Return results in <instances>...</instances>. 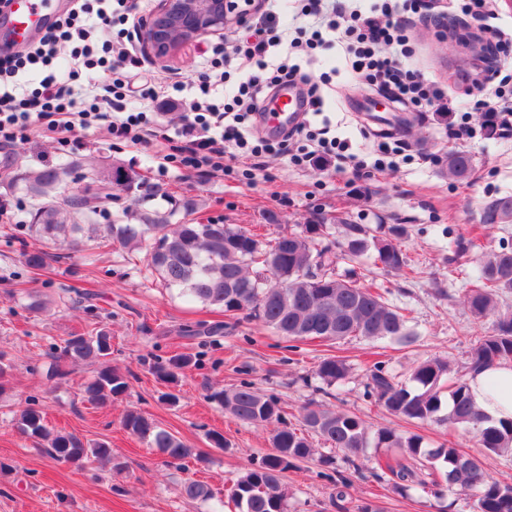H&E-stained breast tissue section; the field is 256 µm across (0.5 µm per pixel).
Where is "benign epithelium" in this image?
<instances>
[{
  "instance_id": "obj_1",
  "label": "benign epithelium",
  "mask_w": 512,
  "mask_h": 512,
  "mask_svg": "<svg viewBox=\"0 0 512 512\" xmlns=\"http://www.w3.org/2000/svg\"><path fill=\"white\" fill-rule=\"evenodd\" d=\"M245 6L253 10L256 0H245ZM244 10L234 0H159L150 19L142 24L140 38L155 57L163 59L183 43L224 37V31L241 21ZM468 47L469 57L483 66L497 63V48L486 39L478 38Z\"/></svg>"
}]
</instances>
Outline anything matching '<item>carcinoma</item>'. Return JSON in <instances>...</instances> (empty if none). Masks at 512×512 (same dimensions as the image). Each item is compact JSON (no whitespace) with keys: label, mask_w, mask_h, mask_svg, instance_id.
<instances>
[{"label":"carcinoma","mask_w":512,"mask_h":512,"mask_svg":"<svg viewBox=\"0 0 512 512\" xmlns=\"http://www.w3.org/2000/svg\"><path fill=\"white\" fill-rule=\"evenodd\" d=\"M80 167L78 161L45 167L24 172L8 183L11 189L24 183L34 200L28 231L42 247L22 253L23 263L31 270H42L53 257L52 251L64 245L75 250L85 239H99L128 250L146 249L148 266L166 287L216 307L229 318L243 313L291 341L359 337L369 342L413 344L419 340L402 309L389 304L377 285L361 280L352 269L336 274L339 259L353 261L370 249L377 252L384 268L416 273L399 243L406 233L404 226L396 224L388 235L377 237L361 224H345L341 239L333 242L325 224H305L298 233L280 234L272 240H262L230 224H171L161 213L143 215L137 224H93L90 215L111 201L112 188L132 191L136 175L116 169L62 195L68 179ZM472 169V157L465 152L450 153L442 160V170L455 180L469 178ZM511 222L512 195L496 198L484 207L482 227L491 229ZM475 281L474 287L465 290L463 304L478 322L493 318V328L475 339L464 373L453 378L448 360L429 358L419 361L407 379L400 381L385 362L376 361L365 374L364 397L392 416L463 429L484 452L512 456V419L492 421L474 401L468 384L477 372L512 363V310L500 304L501 298L512 292V246L502 244L482 253ZM219 330L218 323L181 327L184 336ZM79 361L100 364L97 374L81 387L90 405L103 406L127 392V375L111 365L112 336L107 330L100 328L63 340L51 355L46 378L65 377L63 365ZM194 364L191 355L174 354L156 359L151 370L174 387ZM351 372L346 359L329 356L320 360L314 375L331 387ZM208 398L240 422L273 426L270 451L228 490L240 512H287L285 473L301 462L317 461L324 467L317 476L332 479L328 470L335 457L319 453L315 439L343 453L356 471L360 465L354 463V457L365 449L373 446L395 451L393 458L376 459L370 474L403 497L417 487L425 490L430 484H443L449 492L472 500L474 512H512V483L491 477L478 457L463 452L451 440L433 448L420 434L403 435L388 426L374 430L354 412L315 403L303 408L296 425L277 397L258 391L249 382L212 392ZM16 424L21 434L46 443L43 451L59 462L77 467L95 462L120 467L106 441L90 442L55 431L36 408L23 410ZM122 425L157 449L169 464L180 465L193 456L182 440L138 411H129ZM182 492L188 500L213 497L207 484L192 479L183 483Z\"/></svg>","instance_id":"obj_1"}]
</instances>
